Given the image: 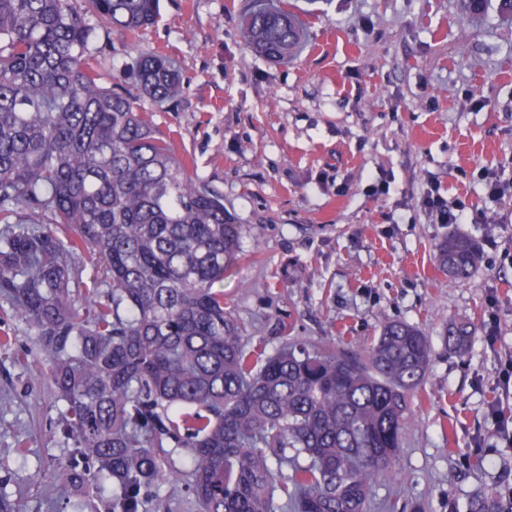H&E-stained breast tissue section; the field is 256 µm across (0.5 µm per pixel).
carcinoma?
I'll return each instance as SVG.
<instances>
[{
    "mask_svg": "<svg viewBox=\"0 0 512 512\" xmlns=\"http://www.w3.org/2000/svg\"><path fill=\"white\" fill-rule=\"evenodd\" d=\"M157 2L86 0L125 38L155 22ZM245 27L272 60L301 41L282 7L255 6ZM89 38L75 0H0V296L36 330L64 405L68 451L46 486L72 512H171L160 485L181 480L170 449L182 448L200 512H366L425 379L426 336L388 322L365 356L301 341L247 351L215 288L240 227L124 87L135 76L161 107L182 91L179 69L141 52L104 87ZM85 251L97 276L77 297ZM476 259L460 237L437 254L457 277ZM471 339L448 329L458 355Z\"/></svg>",
    "mask_w": 512,
    "mask_h": 512,
    "instance_id": "1",
    "label": "carcinoma"
}]
</instances>
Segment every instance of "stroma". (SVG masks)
Wrapping results in <instances>:
<instances>
[{"label": "stroma", "mask_w": 512, "mask_h": 512, "mask_svg": "<svg viewBox=\"0 0 512 512\" xmlns=\"http://www.w3.org/2000/svg\"><path fill=\"white\" fill-rule=\"evenodd\" d=\"M288 2L307 41L294 59L248 47L251 0H160L157 23L128 40L88 11V52L105 87L139 52L177 62L183 91L163 107L127 90L241 227L242 257L222 288L248 350L270 354L291 337L363 350L390 321L427 337L403 446L367 512H471L482 496L512 512V445L489 413L498 402L512 419L497 382L512 354V20L463 0ZM433 188L468 203L467 223L422 210ZM455 236L477 249L462 280L435 258ZM455 323L474 334L462 356L448 350ZM33 336L0 297V495L48 512L34 476L66 450L63 405Z\"/></svg>", "instance_id": "1"}]
</instances>
